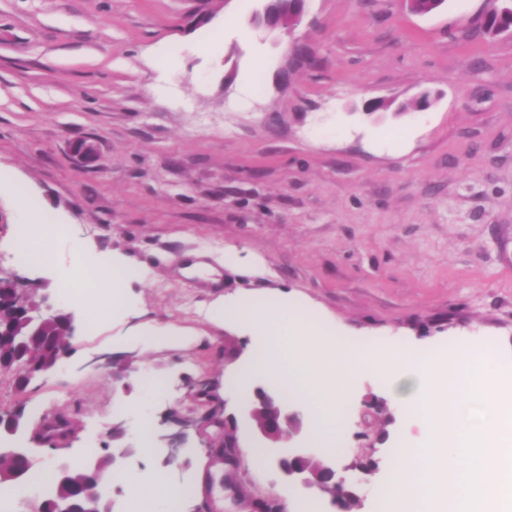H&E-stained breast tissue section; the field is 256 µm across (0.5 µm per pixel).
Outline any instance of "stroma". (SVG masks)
Returning a JSON list of instances; mask_svg holds the SVG:
<instances>
[{
  "label": "stroma",
  "instance_id": "35a3bbf8",
  "mask_svg": "<svg viewBox=\"0 0 512 512\" xmlns=\"http://www.w3.org/2000/svg\"><path fill=\"white\" fill-rule=\"evenodd\" d=\"M259 6L0 0V273L76 327L62 367L23 390L0 376V409L66 416L59 452L80 462L123 423L141 454L117 487L131 478L153 495L165 475L189 490L171 512L244 510L206 450L263 338L212 323L218 299L285 295L356 348L426 357L491 345L496 366L512 367V34L478 31L486 0L426 15L404 0H308L291 33L254 30ZM295 41L316 63L286 76ZM424 95L430 107L413 110ZM374 100L389 106L366 111ZM18 189L91 258L145 270L128 288L134 307L95 325L88 302L61 303L62 288L81 285L66 241L54 264L16 259ZM199 257L208 273L185 272ZM339 418L320 454L344 468L357 512H375L385 475L353 470L359 433L385 432L386 466L423 423L371 372L350 384ZM168 432L184 436L170 463L155 441ZM234 480L303 512L261 463Z\"/></svg>",
  "mask_w": 512,
  "mask_h": 512
}]
</instances>
